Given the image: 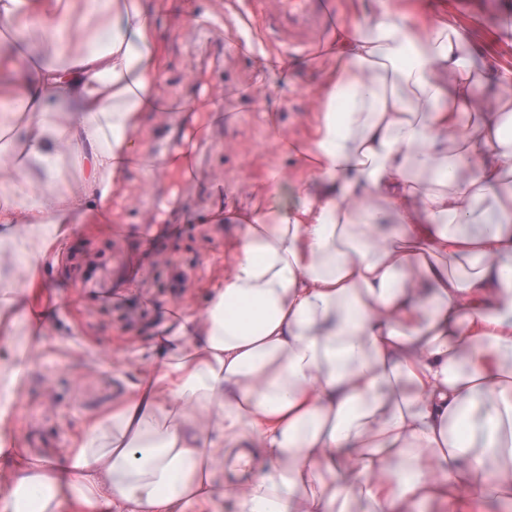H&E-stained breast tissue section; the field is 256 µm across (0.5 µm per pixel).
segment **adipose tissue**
I'll use <instances>...</instances> for the list:
<instances>
[{"mask_svg": "<svg viewBox=\"0 0 512 512\" xmlns=\"http://www.w3.org/2000/svg\"><path fill=\"white\" fill-rule=\"evenodd\" d=\"M152 0H0L51 59L0 53V246L27 238L0 299L7 390L56 247L111 223L135 133L157 112L167 37ZM417 0H348L311 96L299 176L225 214L229 266L204 312L166 319L161 360L34 463L0 408V512H479L512 502V69ZM493 83L500 92L478 97ZM81 176L57 178L65 154ZM489 198L497 220L462 233ZM386 206L399 230L377 235ZM264 449L245 485L222 446Z\"/></svg>", "mask_w": 512, "mask_h": 512, "instance_id": "1", "label": "adipose tissue"}]
</instances>
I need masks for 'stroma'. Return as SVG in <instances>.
<instances>
[{
	"instance_id": "1",
	"label": "stroma",
	"mask_w": 512,
	"mask_h": 512,
	"mask_svg": "<svg viewBox=\"0 0 512 512\" xmlns=\"http://www.w3.org/2000/svg\"><path fill=\"white\" fill-rule=\"evenodd\" d=\"M423 12L452 17L486 48L481 66L512 67V0H420ZM168 34L159 76L163 96L182 112L156 113L134 139L140 154L166 147L178 126L190 142L188 178H150L140 167L123 176L111 201L108 230L79 224L50 267L47 296L59 311L37 330L33 357L9 403L15 447L54 459L71 449L85 421L106 419L112 405L156 361L153 338L164 309L203 312L211 286L223 277L225 225L217 209L257 202L269 171H300L280 137H303L309 94L329 57L326 43L288 55L287 71L267 67L274 54L260 28H247L250 0H156ZM224 16L221 29L186 36L184 15ZM204 71L223 102L196 97L192 76ZM166 221L147 224L156 203Z\"/></svg>"
}]
</instances>
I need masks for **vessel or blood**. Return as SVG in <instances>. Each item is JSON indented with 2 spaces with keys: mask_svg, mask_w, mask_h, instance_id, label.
I'll list each match as a JSON object with an SVG mask.
<instances>
[{
  "mask_svg": "<svg viewBox=\"0 0 512 512\" xmlns=\"http://www.w3.org/2000/svg\"><path fill=\"white\" fill-rule=\"evenodd\" d=\"M265 31L288 49H305L328 34L332 17L329 0H259Z\"/></svg>",
  "mask_w": 512,
  "mask_h": 512,
  "instance_id": "b4317fda",
  "label": "vessel or blood"
}]
</instances>
